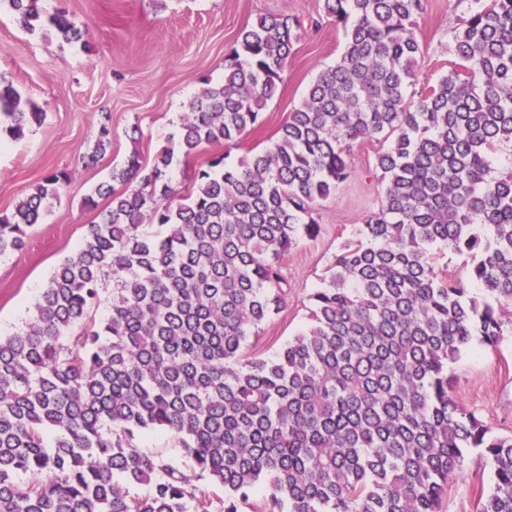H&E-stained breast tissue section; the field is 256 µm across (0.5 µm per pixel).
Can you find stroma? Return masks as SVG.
<instances>
[{
	"label": "stroma",
	"instance_id": "1",
	"mask_svg": "<svg viewBox=\"0 0 512 512\" xmlns=\"http://www.w3.org/2000/svg\"><path fill=\"white\" fill-rule=\"evenodd\" d=\"M44 6L83 23L85 42L28 34L8 8L0 9V82L12 84L45 113L24 139L0 146V212L11 211L48 171H67L70 179L24 249L0 258L1 335L24 325L54 267L80 245L94 219L82 206L84 197L109 180L113 167L131 153H140L149 166L161 146L176 143L190 99L202 79L223 78L224 57L246 25L263 15L283 14L296 37L280 93L261 126L238 144L205 150L209 156L228 153L233 163L276 139L289 112L316 76L339 61L344 46L324 0H45ZM468 8V0H427L417 29L422 48L417 86L447 74L455 59L453 32ZM104 123L112 130V145L97 162H85ZM381 148L375 138L353 143L354 173L317 206L318 236L302 239L283 260L288 300L250 337L247 355L272 357L306 323L310 296L321 286L340 244L379 206L383 185L375 160ZM501 319L504 335L498 345L473 339L448 372L455 402L479 417L490 434L512 436V302L503 304ZM136 443L171 459L193 484L208 485L171 434L144 433ZM494 481V469L480 450L468 451L460 475L448 482L441 512H477Z\"/></svg>",
	"mask_w": 512,
	"mask_h": 512
}]
</instances>
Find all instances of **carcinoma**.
Segmentation results:
<instances>
[{"label": "carcinoma", "instance_id": "carcinoma-1", "mask_svg": "<svg viewBox=\"0 0 512 512\" xmlns=\"http://www.w3.org/2000/svg\"><path fill=\"white\" fill-rule=\"evenodd\" d=\"M41 2L0 0L31 34L81 40ZM324 4L343 53L271 145L236 164L210 157L177 199L175 159L238 142L279 95L286 16L241 31L222 81L203 79L181 116L176 147L148 169L133 153L112 169L125 190L105 182L84 198L96 215L80 247L25 325L0 336V512H210L208 488L136 446L156 430L224 489V512L260 487V512H439L469 448L495 473L479 512H512V436L459 408L448 376L473 337L498 344L497 306L512 302V173L492 171L512 143V0H473L456 62L414 100L426 0ZM43 118L0 87V137L19 140ZM378 136V209L311 294L307 326L273 358L246 357L253 330L286 304L280 260L319 234L313 211L351 177L350 144ZM111 143L103 124L89 159ZM68 181L49 172L0 213V257L25 247ZM434 243L474 258L481 295L443 277Z\"/></svg>", "mask_w": 512, "mask_h": 512}]
</instances>
